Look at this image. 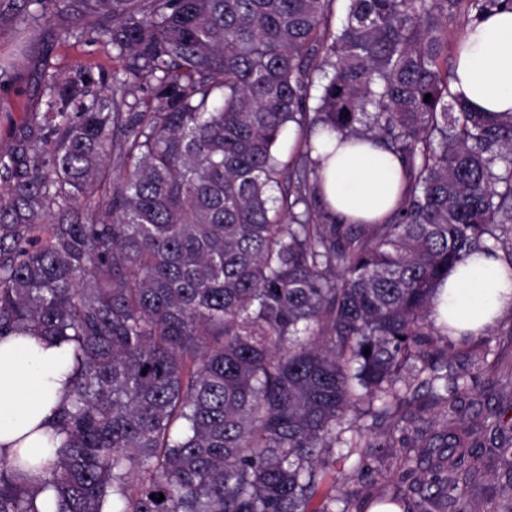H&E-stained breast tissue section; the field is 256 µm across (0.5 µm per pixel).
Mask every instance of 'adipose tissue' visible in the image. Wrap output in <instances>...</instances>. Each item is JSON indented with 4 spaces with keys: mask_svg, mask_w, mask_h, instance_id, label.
<instances>
[{
    "mask_svg": "<svg viewBox=\"0 0 512 512\" xmlns=\"http://www.w3.org/2000/svg\"><path fill=\"white\" fill-rule=\"evenodd\" d=\"M451 89L479 112H512V10L469 22L458 43ZM323 156L320 190L333 215L377 224L403 187L398 160L371 142L337 143ZM512 309V269L496 255L476 253L448 271L433 301L437 326L449 335L475 334ZM73 367V346L31 332L0 339V459H20L40 480L56 458L54 431Z\"/></svg>",
    "mask_w": 512,
    "mask_h": 512,
    "instance_id": "ef3b65f1",
    "label": "adipose tissue"
}]
</instances>
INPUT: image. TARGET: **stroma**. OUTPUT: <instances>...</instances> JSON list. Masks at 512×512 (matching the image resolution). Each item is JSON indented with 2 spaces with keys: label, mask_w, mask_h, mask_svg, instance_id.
Here are the masks:
<instances>
[{
  "label": "stroma",
  "mask_w": 512,
  "mask_h": 512,
  "mask_svg": "<svg viewBox=\"0 0 512 512\" xmlns=\"http://www.w3.org/2000/svg\"><path fill=\"white\" fill-rule=\"evenodd\" d=\"M65 19L54 13L41 18L40 35L22 40L14 32L0 31V59L14 63L12 82L0 85V149L6 147L15 131L24 127L32 112L38 111L42 79L47 72H65L79 65L113 71L112 48L104 38L65 43L57 38ZM491 345L500 365L489 369L481 360L482 349L474 342H455L448 351L449 372H469L474 389L462 402L464 412H500L512 418V317L502 319L489 330Z\"/></svg>",
  "instance_id": "35a3bbf8"
}]
</instances>
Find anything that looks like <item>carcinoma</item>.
<instances>
[{"mask_svg": "<svg viewBox=\"0 0 512 512\" xmlns=\"http://www.w3.org/2000/svg\"><path fill=\"white\" fill-rule=\"evenodd\" d=\"M334 2L0 0V29L32 39L52 9L61 40L104 34L121 61L44 76L0 150V336L73 344L56 512H512V436L458 417L471 377L430 319L465 256L512 268V112L468 107L447 64L448 18L512 0H350L338 28ZM317 135L400 160L383 223L321 220ZM485 428L508 483L477 500ZM390 448L404 493L340 491L337 463L362 479ZM39 492L0 460V512Z\"/></svg>", "mask_w": 512, "mask_h": 512, "instance_id": "obj_1", "label": "carcinoma"}]
</instances>
